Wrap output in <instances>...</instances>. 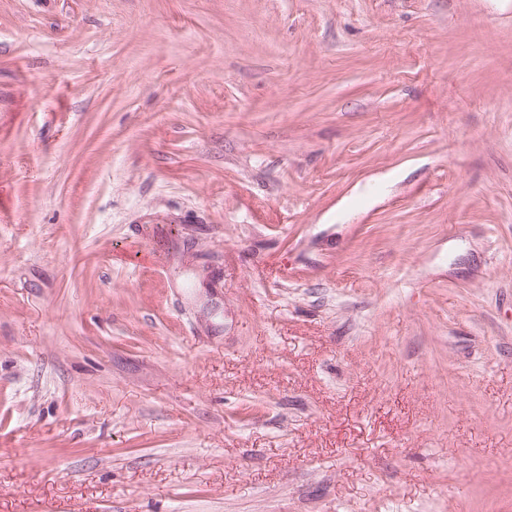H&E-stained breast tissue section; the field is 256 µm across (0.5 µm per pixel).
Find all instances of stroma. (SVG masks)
<instances>
[{
	"mask_svg": "<svg viewBox=\"0 0 512 512\" xmlns=\"http://www.w3.org/2000/svg\"><path fill=\"white\" fill-rule=\"evenodd\" d=\"M0 512H512V0H0Z\"/></svg>",
	"mask_w": 512,
	"mask_h": 512,
	"instance_id": "stroma-1",
	"label": "stroma"
}]
</instances>
